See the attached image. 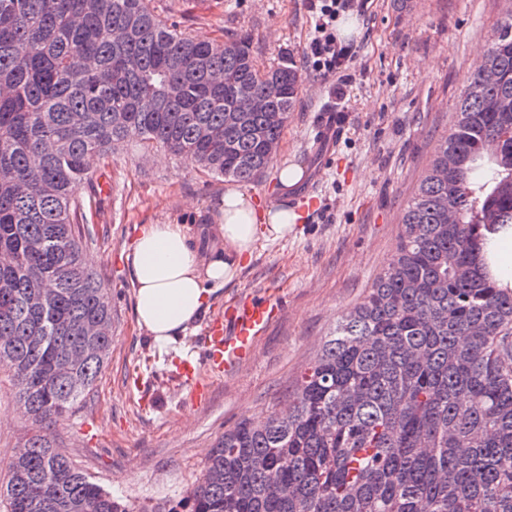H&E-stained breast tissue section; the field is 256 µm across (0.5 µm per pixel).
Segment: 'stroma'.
Masks as SVG:
<instances>
[{"mask_svg": "<svg viewBox=\"0 0 512 512\" xmlns=\"http://www.w3.org/2000/svg\"><path fill=\"white\" fill-rule=\"evenodd\" d=\"M155 14L197 39L249 37L259 65L292 63L303 78L280 141L313 195L280 194L274 168L241 191L300 212L288 238L259 245L238 278L177 343L155 347L138 328L128 248L145 224H188L207 232L230 180L132 138L96 157L76 197L90 234L84 256L112 298V346L94 390L51 428L59 448L114 497L136 507L179 500L209 449L245 420L283 410L304 369L340 318L358 305L397 251L406 203L449 130L455 99L512 0H364L347 12L356 56L343 76L304 63L314 19L306 0H149ZM344 131L321 142L326 115ZM279 311L251 356L190 398L175 375L204 350L211 314L242 298ZM31 422L10 374L0 368V479Z\"/></svg>", "mask_w": 512, "mask_h": 512, "instance_id": "obj_1", "label": "stroma"}]
</instances>
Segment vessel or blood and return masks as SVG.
<instances>
[{"instance_id": "vessel-or-blood-1", "label": "vessel or blood", "mask_w": 512, "mask_h": 512, "mask_svg": "<svg viewBox=\"0 0 512 512\" xmlns=\"http://www.w3.org/2000/svg\"><path fill=\"white\" fill-rule=\"evenodd\" d=\"M277 311V305L271 301L242 299L234 303L230 315L207 321L203 359L184 365L180 375L184 387L197 397H204L207 386L201 380L202 375L226 374L251 355Z\"/></svg>"}]
</instances>
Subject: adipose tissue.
<instances>
[{"mask_svg": "<svg viewBox=\"0 0 512 512\" xmlns=\"http://www.w3.org/2000/svg\"><path fill=\"white\" fill-rule=\"evenodd\" d=\"M219 210L208 245L187 224L144 225L132 245L136 323L156 345L178 339L212 294L238 277L259 241L287 238L295 226L288 209L256 203L233 188Z\"/></svg>", "mask_w": 512, "mask_h": 512, "instance_id": "adipose-tissue-1", "label": "adipose tissue"}]
</instances>
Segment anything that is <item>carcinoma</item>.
<instances>
[{
    "mask_svg": "<svg viewBox=\"0 0 512 512\" xmlns=\"http://www.w3.org/2000/svg\"><path fill=\"white\" fill-rule=\"evenodd\" d=\"M301 85L147 0H0V368L38 424L6 466L8 512H134L41 427L83 402L112 345L111 297L82 260L86 158L136 137L248 183ZM247 97L265 109L239 111ZM402 224L287 409L225 431L179 501L139 512H512V287L491 270L512 234V11Z\"/></svg>",
    "mask_w": 512,
    "mask_h": 512,
    "instance_id": "obj_1",
    "label": "carcinoma"
}]
</instances>
